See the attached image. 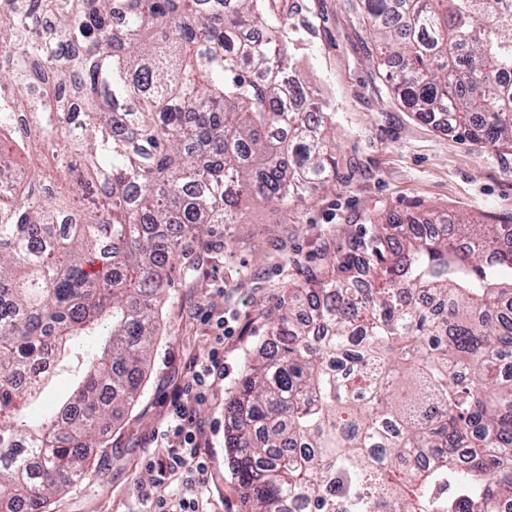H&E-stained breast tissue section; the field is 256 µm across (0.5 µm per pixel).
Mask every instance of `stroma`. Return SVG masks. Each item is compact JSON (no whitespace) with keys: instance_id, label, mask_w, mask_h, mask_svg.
<instances>
[{"instance_id":"35a3bbf8","label":"stroma","mask_w":512,"mask_h":512,"mask_svg":"<svg viewBox=\"0 0 512 512\" xmlns=\"http://www.w3.org/2000/svg\"><path fill=\"white\" fill-rule=\"evenodd\" d=\"M286 2L301 39L279 48L292 58L294 79L330 104L336 186L286 209L245 208L241 223L211 225L203 243L177 262L159 304L161 326L140 397L102 424L97 447L84 451L89 481L55 498L52 512H152L161 495L199 498L205 512H243L224 448L225 407L289 288L324 267L373 216L465 214L512 225V148L461 140L402 107L376 66L362 0ZM217 345L224 376L193 406L211 478L203 487L187 471L164 479L156 434L169 424L192 362Z\"/></svg>"}]
</instances>
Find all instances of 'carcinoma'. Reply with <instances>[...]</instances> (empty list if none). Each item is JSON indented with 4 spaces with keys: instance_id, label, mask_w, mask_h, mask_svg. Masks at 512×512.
I'll return each instance as SVG.
<instances>
[{
    "instance_id": "1",
    "label": "carcinoma",
    "mask_w": 512,
    "mask_h": 512,
    "mask_svg": "<svg viewBox=\"0 0 512 512\" xmlns=\"http://www.w3.org/2000/svg\"><path fill=\"white\" fill-rule=\"evenodd\" d=\"M280 0H0V508L47 512L134 404L156 296L210 224L336 181ZM397 100L512 147V0H365ZM48 161V169L42 162ZM362 224L227 405L245 512H512V228ZM80 381L38 401L88 337Z\"/></svg>"
}]
</instances>
